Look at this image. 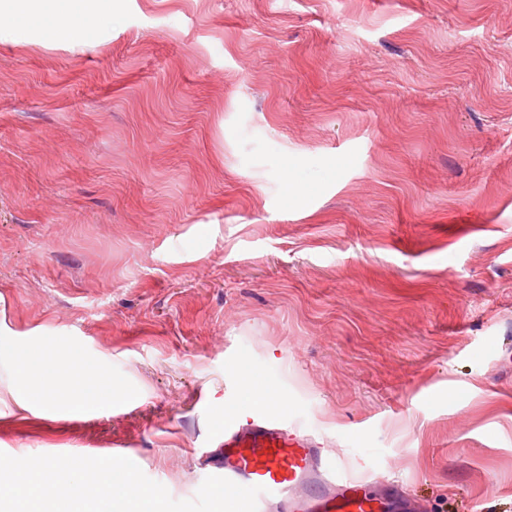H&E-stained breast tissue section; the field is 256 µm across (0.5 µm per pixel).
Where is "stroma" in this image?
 I'll return each instance as SVG.
<instances>
[{
	"mask_svg": "<svg viewBox=\"0 0 512 512\" xmlns=\"http://www.w3.org/2000/svg\"><path fill=\"white\" fill-rule=\"evenodd\" d=\"M0 326L112 375L0 452L191 499L247 378L351 479L512 512V0H0Z\"/></svg>",
	"mask_w": 512,
	"mask_h": 512,
	"instance_id": "35a3bbf8",
	"label": "stroma"
}]
</instances>
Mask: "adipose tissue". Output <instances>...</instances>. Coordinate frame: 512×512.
<instances>
[{"mask_svg": "<svg viewBox=\"0 0 512 512\" xmlns=\"http://www.w3.org/2000/svg\"><path fill=\"white\" fill-rule=\"evenodd\" d=\"M0 357L10 365L8 393L19 409H30L36 402L57 416L70 405V396L59 391L67 377L65 365L71 358L65 347L46 341L35 349L21 350L9 337L1 335Z\"/></svg>", "mask_w": 512, "mask_h": 512, "instance_id": "1", "label": "adipose tissue"}]
</instances>
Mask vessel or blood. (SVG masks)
I'll use <instances>...</instances> for the list:
<instances>
[{"instance_id":"vessel-or-blood-1","label":"vessel or blood","mask_w":512,"mask_h":512,"mask_svg":"<svg viewBox=\"0 0 512 512\" xmlns=\"http://www.w3.org/2000/svg\"><path fill=\"white\" fill-rule=\"evenodd\" d=\"M206 464L217 476L263 487L258 512H422L399 482H359L333 470L326 449L269 413L226 422Z\"/></svg>"}]
</instances>
